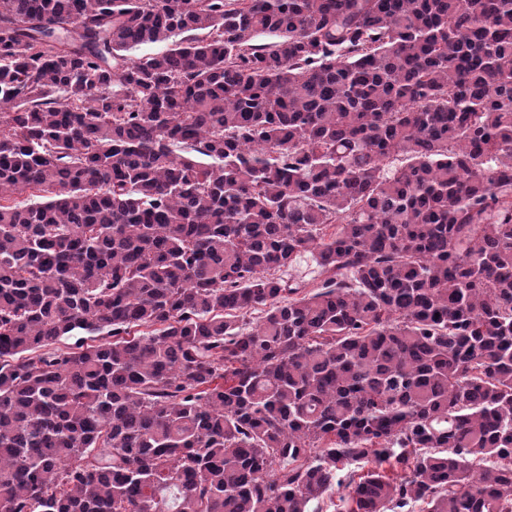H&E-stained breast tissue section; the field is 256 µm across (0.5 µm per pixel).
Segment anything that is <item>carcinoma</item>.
Returning a JSON list of instances; mask_svg holds the SVG:
<instances>
[{
    "instance_id": "cac0c4a2",
    "label": "carcinoma",
    "mask_w": 512,
    "mask_h": 512,
    "mask_svg": "<svg viewBox=\"0 0 512 512\" xmlns=\"http://www.w3.org/2000/svg\"><path fill=\"white\" fill-rule=\"evenodd\" d=\"M335 489L512 512V0H0V512Z\"/></svg>"
}]
</instances>
